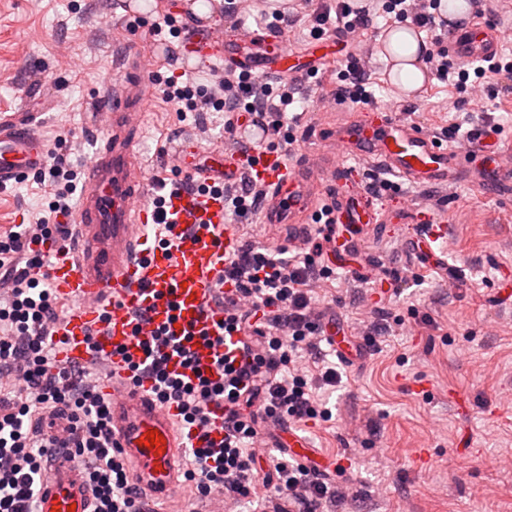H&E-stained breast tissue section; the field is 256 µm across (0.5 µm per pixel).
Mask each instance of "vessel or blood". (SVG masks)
I'll use <instances>...</instances> for the list:
<instances>
[{
    "instance_id": "b4317fda",
    "label": "vessel or blood",
    "mask_w": 512,
    "mask_h": 512,
    "mask_svg": "<svg viewBox=\"0 0 512 512\" xmlns=\"http://www.w3.org/2000/svg\"><path fill=\"white\" fill-rule=\"evenodd\" d=\"M500 43L496 27L472 21L450 36L448 52L469 63L494 56ZM334 44V39H319L297 51L282 35L267 31L240 32L223 40L200 36L186 47L200 62L215 60L231 72L297 77L335 58ZM125 88V96L112 102V124L85 180L75 217L78 252L58 255L49 270L54 291L80 304L61 320L56 358L64 365L92 360L106 367L103 392L112 405L113 442L132 461L134 477L147 493L170 497L177 485L176 463L190 442L179 431L175 408L154 398L151 381L133 384L129 366L143 357L141 341L163 328L173 336L193 332L200 369L212 368L216 350L203 337L215 335L224 318V309L214 297L224 274V251L237 240L225 222L223 195L210 187L235 180L242 160L233 155L212 156L210 164L197 172L199 188L171 196L167 202L178 222L177 237L166 246L149 244L145 229L153 223L155 210L133 151L151 96L140 57L126 61ZM319 139L334 144L342 155L379 160L393 173L423 187L447 183L468 168L475 156L481 159L473 168L479 182L496 184L506 175L492 128L476 127L470 146L450 147L421 127L400 122L391 105L375 106L322 128ZM47 163L46 142L30 122L0 118V190L22 183ZM251 172L267 188L263 214L267 224L305 222L315 212L320 195L331 193L341 227L336 245L342 250L359 225L398 218L357 190L353 172L344 167L337 168L327 183L314 185L307 181L306 167L286 165L277 153L259 150ZM444 235V225L429 224L419 242L420 251L440 258L439 241ZM92 329L97 336L90 345L86 336ZM151 430L161 437L153 448L144 444ZM46 475L37 512H93L88 483L79 467L56 459L49 463Z\"/></svg>"
}]
</instances>
